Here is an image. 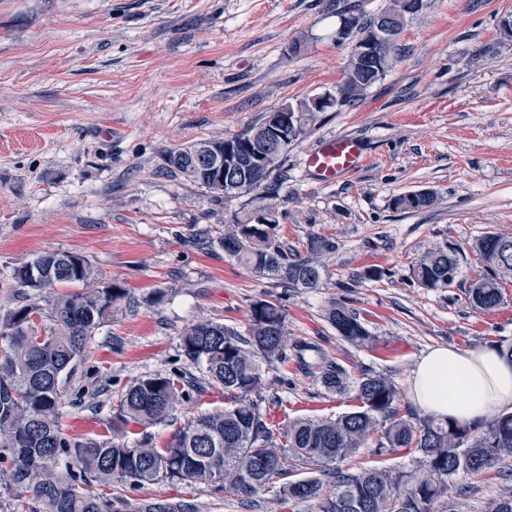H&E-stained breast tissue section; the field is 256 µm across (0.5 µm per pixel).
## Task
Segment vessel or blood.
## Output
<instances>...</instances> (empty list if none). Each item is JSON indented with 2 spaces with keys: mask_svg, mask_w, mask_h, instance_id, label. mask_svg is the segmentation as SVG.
<instances>
[{
  "mask_svg": "<svg viewBox=\"0 0 512 512\" xmlns=\"http://www.w3.org/2000/svg\"><path fill=\"white\" fill-rule=\"evenodd\" d=\"M364 162V149L359 140L336 136L320 141L310 150L306 166L321 182L332 184L345 175L356 173Z\"/></svg>",
  "mask_w": 512,
  "mask_h": 512,
  "instance_id": "1",
  "label": "vessel or blood"
}]
</instances>
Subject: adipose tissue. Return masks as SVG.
I'll list each match as a JSON object with an SVG mask.
<instances>
[{
    "label": "adipose tissue",
    "instance_id": "1",
    "mask_svg": "<svg viewBox=\"0 0 512 512\" xmlns=\"http://www.w3.org/2000/svg\"><path fill=\"white\" fill-rule=\"evenodd\" d=\"M408 396L422 413L470 422L512 408V362L493 349L438 346L417 362Z\"/></svg>",
    "mask_w": 512,
    "mask_h": 512
}]
</instances>
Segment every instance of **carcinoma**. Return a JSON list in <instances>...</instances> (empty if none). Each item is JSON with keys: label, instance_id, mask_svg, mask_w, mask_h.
Masks as SVG:
<instances>
[{"label": "carcinoma", "instance_id": "obj_1", "mask_svg": "<svg viewBox=\"0 0 512 512\" xmlns=\"http://www.w3.org/2000/svg\"><path fill=\"white\" fill-rule=\"evenodd\" d=\"M350 23L346 39L357 49L373 35L381 17L401 29L412 16L408 0H392L370 17L336 10ZM402 49L392 42L378 56L381 76L372 77L369 63L355 51L336 86V105L358 100L387 76ZM297 110L300 127L288 146L306 136L316 112L313 101L302 100ZM269 119L224 139H204L185 146L189 152L204 143L221 150L236 143L242 151L262 150ZM165 155L169 168L197 183L215 198L224 197V184L192 168L190 156L181 164ZM273 168L250 172L248 191L263 201L246 217L225 220L229 229L219 239L224 253L261 279L290 288L318 289L326 283L321 258L336 251V243L319 234L308 236L306 254L292 253L278 236L279 212L272 199L279 186L268 182ZM430 192L395 197L401 211L432 206ZM471 250L480 264L469 289L472 305L496 311L503 302L501 282L512 278V236L489 232ZM460 270L459 251L446 243L427 250L412 268L414 279L431 290L448 287ZM18 287L31 291L27 302L0 316V512H188L181 501L153 499L133 504L117 488L132 489L158 481L204 482L217 485L245 501L279 487V495L314 504V512H453L448 505V482L459 473L478 476L512 459V412H501L471 423L425 414L401 413L400 387L392 377L373 370L350 374L327 362L314 366L304 352L313 346L289 342L281 304L257 297L249 306L245 332L221 323L199 322L181 337L186 368L134 379L113 406L112 438L76 437L59 424L67 381L85 360L95 332L122 307H131L127 289L105 283L83 255L45 253L13 269ZM45 288H61L49 312L39 299ZM327 319L338 334L358 347L376 337L347 307L334 302ZM304 368H317L324 392L345 399L350 410L336 417H298L272 423L262 409L266 382L259 360L288 361V349ZM224 388V408L187 419L161 448L150 435L134 441L120 437L123 427L145 428L177 420L179 407L196 401L209 386ZM379 460L355 472L337 464L354 456L372 437ZM406 448L416 454L415 466L399 469L383 456ZM312 468L330 479L291 478L293 471Z\"/></svg>", "mask_w": 512, "mask_h": 512}]
</instances>
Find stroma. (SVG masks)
I'll list each match as a JSON object with an SVG mask.
<instances>
[{"mask_svg":"<svg viewBox=\"0 0 512 512\" xmlns=\"http://www.w3.org/2000/svg\"><path fill=\"white\" fill-rule=\"evenodd\" d=\"M511 10L512 0H431L405 22L404 52L387 76L354 104L317 113L283 155L281 241L296 250L314 233L336 243L326 286L307 289L255 277L219 246L225 219L253 210L255 194L215 199L168 171L164 155L335 93L352 46L337 44L329 0H0V311L24 301L13 268L55 251L84 255L135 302L96 332L66 387L84 405L64 408V429L108 437L133 379L180 366L189 325L244 330L262 295L283 306L289 336L314 345L308 360L384 372L403 388L434 347L512 344V281L492 313L468 295L479 270L471 243L512 236V41L498 28ZM487 44L496 54L474 59ZM336 135L357 137L366 162L323 185L304 160ZM417 191L435 204L393 208L395 196ZM443 241L460 252L458 277L419 286L413 265ZM370 268L380 278H367ZM157 288L168 296L153 305ZM334 301L367 324L377 347L337 334L326 319ZM263 371L273 421L348 409L296 361ZM465 482L456 476L457 512H486L512 488V463L475 480L464 499ZM127 495L181 500L191 512H312L272 491L246 504L208 483L160 481Z\"/></svg>","mask_w":512,"mask_h":512,"instance_id":"stroma-1","label":"stroma"}]
</instances>
